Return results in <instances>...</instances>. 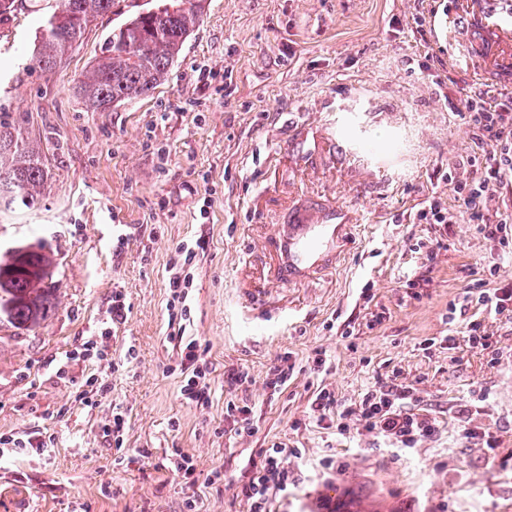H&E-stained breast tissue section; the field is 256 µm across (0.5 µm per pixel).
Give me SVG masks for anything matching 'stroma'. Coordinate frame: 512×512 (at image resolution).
Listing matches in <instances>:
<instances>
[{"label": "stroma", "instance_id": "obj_1", "mask_svg": "<svg viewBox=\"0 0 512 512\" xmlns=\"http://www.w3.org/2000/svg\"><path fill=\"white\" fill-rule=\"evenodd\" d=\"M156 2L121 0L50 73L27 58L55 0H21L0 19V119L40 144L48 170L34 209H0V253L30 246L56 260L39 325L0 315V436L50 440L0 457V512H247L238 487L275 443L302 455L288 461L299 485L272 512H512V317L471 289L512 281V255L466 218L418 217L434 199L456 209L453 185L472 174L475 130L456 106L485 90L494 103L512 96L500 41L512 11L503 0H205L161 84L86 111L75 83L113 28ZM437 16L451 25L433 28ZM429 55L437 86L422 71ZM299 212L345 231L332 262L285 282L275 239ZM199 238L186 334L209 366L204 407L182 398L167 340L169 266ZM474 321L489 347L469 343ZM90 339L107 360L79 357ZM287 354L298 375L272 393L269 371ZM237 369L249 379L228 387ZM378 381L413 385L438 432L397 454L311 418L316 388L353 405ZM230 401L249 406L253 433L231 431ZM465 405L499 455L452 419ZM116 413L119 447L106 434Z\"/></svg>", "mask_w": 512, "mask_h": 512}]
</instances>
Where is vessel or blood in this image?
Masks as SVG:
<instances>
[{
	"label": "vessel or blood",
	"mask_w": 512,
	"mask_h": 512,
	"mask_svg": "<svg viewBox=\"0 0 512 512\" xmlns=\"http://www.w3.org/2000/svg\"><path fill=\"white\" fill-rule=\"evenodd\" d=\"M333 224H288L279 235L280 269L294 278L316 267L336 243Z\"/></svg>",
	"instance_id": "vessel-or-blood-1"
}]
</instances>
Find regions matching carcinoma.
I'll list each match as a JSON object with an SVG mask.
<instances>
[{
  "instance_id": "carcinoma-1",
  "label": "carcinoma",
  "mask_w": 512,
  "mask_h": 512,
  "mask_svg": "<svg viewBox=\"0 0 512 512\" xmlns=\"http://www.w3.org/2000/svg\"><path fill=\"white\" fill-rule=\"evenodd\" d=\"M203 0H164V9L136 12L112 30L101 55L73 87L88 112H106L117 103L148 94L182 53L199 22ZM119 0H57L42 25L29 56V67L49 73L83 37L88 26L108 13ZM47 179L38 143L21 128L0 120V204L35 205ZM26 270L10 281L6 317L17 329H30L46 316L52 288L46 283L51 255L33 248Z\"/></svg>"
}]
</instances>
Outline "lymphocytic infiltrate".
Here are the masks:
<instances>
[{"mask_svg": "<svg viewBox=\"0 0 512 512\" xmlns=\"http://www.w3.org/2000/svg\"><path fill=\"white\" fill-rule=\"evenodd\" d=\"M460 112L478 131L481 153L471 160L474 175L453 187L459 202L458 212L433 202L421 217L435 224H453L458 214L463 213L485 239L497 242L504 249L512 247V218L502 216L493 221L484 212L486 198L504 179L512 176V107L488 104L485 96L478 94L466 100ZM173 347L183 377L181 396L197 406L207 405L208 370L199 344L185 340L179 333L173 338ZM310 410L317 421L334 422L338 434H346L354 427L389 442L398 452L416 447L437 431L435 419L421 408L415 388L403 383L375 384L353 408L339 406L335 396L322 388L313 393ZM299 454V449L279 443L265 449L248 481L238 490L247 512H270L274 499L287 497L289 487L296 482L294 472L288 468V459Z\"/></svg>", "mask_w": 512, "mask_h": 512, "instance_id": "1", "label": "lymphocytic infiltrate"}]
</instances>
